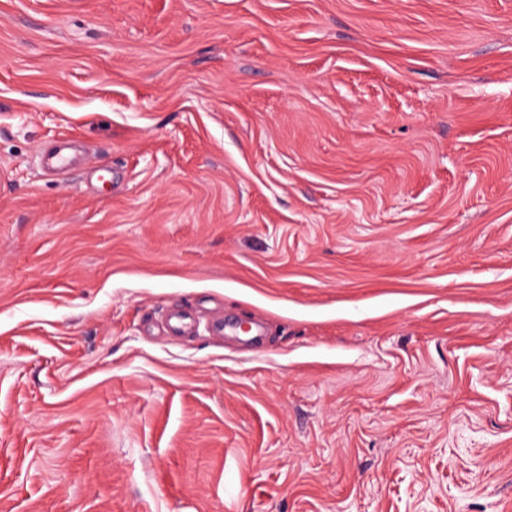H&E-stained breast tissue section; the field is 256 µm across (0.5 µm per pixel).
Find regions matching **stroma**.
<instances>
[{"label":"stroma","mask_w":512,"mask_h":512,"mask_svg":"<svg viewBox=\"0 0 512 512\" xmlns=\"http://www.w3.org/2000/svg\"><path fill=\"white\" fill-rule=\"evenodd\" d=\"M0 512H512V0H0Z\"/></svg>","instance_id":"stroma-1"}]
</instances>
